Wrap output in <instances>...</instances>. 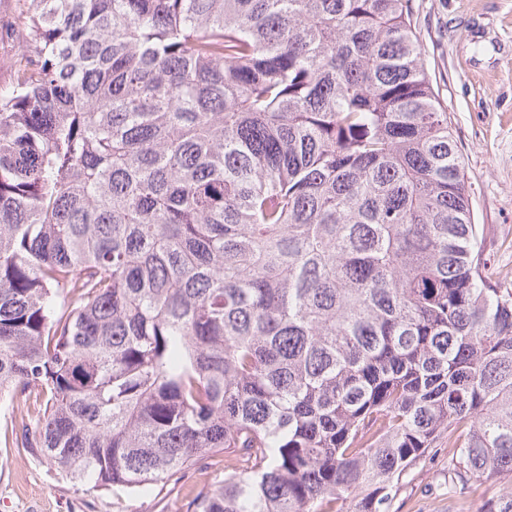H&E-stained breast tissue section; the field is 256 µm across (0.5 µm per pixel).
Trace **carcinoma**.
Listing matches in <instances>:
<instances>
[{"label":"carcinoma","instance_id":"cac0c4a2","mask_svg":"<svg viewBox=\"0 0 512 512\" xmlns=\"http://www.w3.org/2000/svg\"><path fill=\"white\" fill-rule=\"evenodd\" d=\"M0 87L4 438L190 512H512V275L410 0H22ZM28 50V43L24 36H15L0 41V87L9 84L12 80V70L9 61ZM481 490L463 492L448 499V457L438 453L425 467L412 469L395 499L394 512H481Z\"/></svg>","mask_w":512,"mask_h":512}]
</instances>
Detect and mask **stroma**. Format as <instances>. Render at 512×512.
I'll list each match as a JSON object with an SVG mask.
<instances>
[{
	"label": "stroma",
	"instance_id": "obj_1",
	"mask_svg": "<svg viewBox=\"0 0 512 512\" xmlns=\"http://www.w3.org/2000/svg\"><path fill=\"white\" fill-rule=\"evenodd\" d=\"M433 86L448 112L474 218L492 264L512 270V0H412ZM224 478L217 453L206 471L156 486L151 497L88 491L0 440V512H187L192 485ZM481 493L448 492V458L412 469L393 512H480Z\"/></svg>",
	"mask_w": 512,
	"mask_h": 512
}]
</instances>
